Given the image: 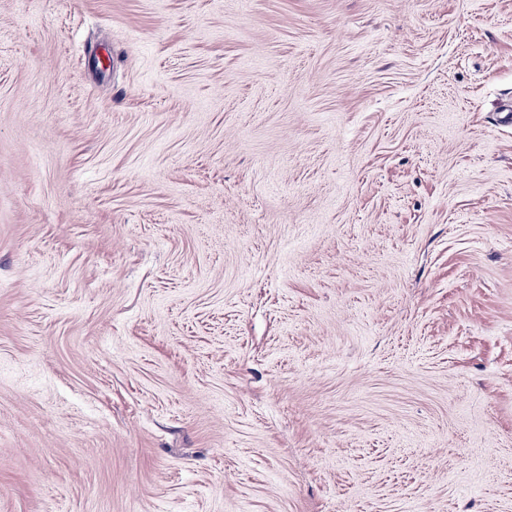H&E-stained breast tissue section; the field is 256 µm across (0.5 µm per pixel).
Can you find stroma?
<instances>
[{"label": "stroma", "mask_w": 512, "mask_h": 512, "mask_svg": "<svg viewBox=\"0 0 512 512\" xmlns=\"http://www.w3.org/2000/svg\"><path fill=\"white\" fill-rule=\"evenodd\" d=\"M0 512H512V0H0Z\"/></svg>", "instance_id": "35a3bbf8"}]
</instances>
